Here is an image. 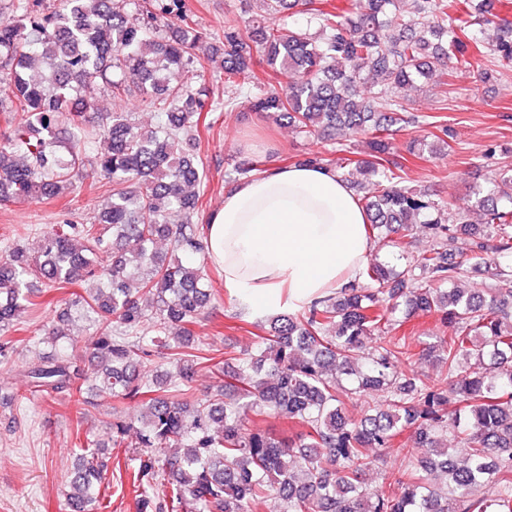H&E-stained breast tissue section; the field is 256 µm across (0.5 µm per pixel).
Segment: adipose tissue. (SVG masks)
Segmentation results:
<instances>
[{
	"instance_id": "1",
	"label": "adipose tissue",
	"mask_w": 512,
	"mask_h": 512,
	"mask_svg": "<svg viewBox=\"0 0 512 512\" xmlns=\"http://www.w3.org/2000/svg\"><path fill=\"white\" fill-rule=\"evenodd\" d=\"M367 224L341 177L295 165L228 188L207 243L225 289L260 317L307 306L354 280L372 250Z\"/></svg>"
}]
</instances>
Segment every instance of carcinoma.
<instances>
[{"label":"carcinoma","instance_id":"carcinoma-1","mask_svg":"<svg viewBox=\"0 0 512 512\" xmlns=\"http://www.w3.org/2000/svg\"><path fill=\"white\" fill-rule=\"evenodd\" d=\"M491 2L458 0L450 28L448 0H414L412 13L400 0H348L339 11L317 0H259L248 28L224 27L222 48L187 22V0H143L136 18L127 0H60L49 14L27 0L22 14L0 18L10 89L0 202L67 189L96 137L107 148L91 175L112 183L98 223L53 226L35 257L18 246L0 260V330L20 322L41 287L84 286L78 303L98 323L90 347L80 351L65 330L69 304L49 349L22 371L30 394L73 403L79 425L96 408L86 392L112 399V447L134 436V479L162 487L144 493L140 512H257L268 501L270 512H512V167L475 192L474 224L468 208L402 185V164L390 159L394 126L410 120L402 91L437 71H465L477 55L512 66V21ZM296 15L302 23L289 24ZM171 16L181 24L170 26ZM492 24L498 34L486 41L481 26ZM255 50L276 84L253 74ZM220 53L224 111L245 98L251 111L305 136L365 137L352 168L320 152L301 164L349 182L365 176L370 229L404 260L374 259L326 298L268 316L256 352L226 351L222 364L192 329L214 293L206 231L195 222L197 188L208 180L199 128L210 108L188 78ZM99 82L115 96H138L157 124L95 112L84 92ZM265 170L264 161L241 163L224 172V185ZM419 228L431 245L413 254ZM163 242L172 257L158 255ZM481 264L490 287H465ZM420 313L438 316L442 334L389 335L398 316ZM157 357L174 366L180 387L168 386L167 372L142 375ZM419 358L436 374L409 376L405 367ZM205 365L219 385L199 399L192 383ZM371 390L384 403L351 417L347 401ZM259 417L289 434L257 427ZM406 430L411 444L394 448ZM392 450L404 469L392 489H371L366 476ZM109 461L86 438L64 490L69 512L101 509Z\"/></svg>","mask_w":512,"mask_h":512}]
</instances>
